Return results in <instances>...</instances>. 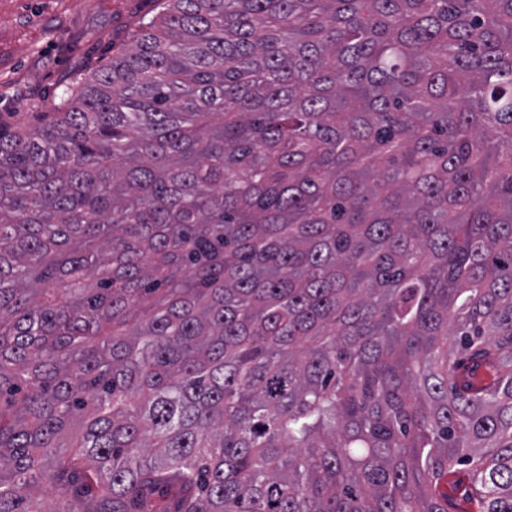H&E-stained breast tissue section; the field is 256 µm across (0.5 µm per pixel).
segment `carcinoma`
<instances>
[{
    "label": "carcinoma",
    "instance_id": "1",
    "mask_svg": "<svg viewBox=\"0 0 512 512\" xmlns=\"http://www.w3.org/2000/svg\"><path fill=\"white\" fill-rule=\"evenodd\" d=\"M512 512V0H166L0 128V512ZM469 482L470 473L465 469L458 470L455 474L448 476V498L455 503L458 510L477 512L478 506L467 499L470 490Z\"/></svg>",
    "mask_w": 512,
    "mask_h": 512
}]
</instances>
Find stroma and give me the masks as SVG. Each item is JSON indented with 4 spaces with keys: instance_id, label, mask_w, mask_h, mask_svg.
<instances>
[{
    "instance_id": "35a3bbf8",
    "label": "stroma",
    "mask_w": 512,
    "mask_h": 512,
    "mask_svg": "<svg viewBox=\"0 0 512 512\" xmlns=\"http://www.w3.org/2000/svg\"><path fill=\"white\" fill-rule=\"evenodd\" d=\"M162 0H0V123L48 121L67 86L127 50Z\"/></svg>"
}]
</instances>
